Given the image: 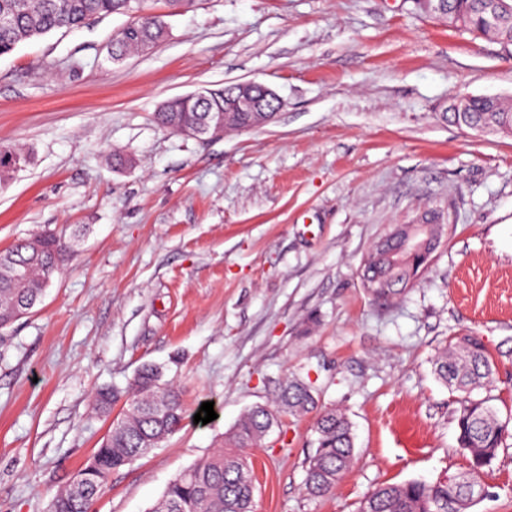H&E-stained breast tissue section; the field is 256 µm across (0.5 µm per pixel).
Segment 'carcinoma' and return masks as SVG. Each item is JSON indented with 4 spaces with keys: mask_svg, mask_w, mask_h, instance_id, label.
Listing matches in <instances>:
<instances>
[{
    "mask_svg": "<svg viewBox=\"0 0 512 512\" xmlns=\"http://www.w3.org/2000/svg\"><path fill=\"white\" fill-rule=\"evenodd\" d=\"M458 19L457 27L490 36L512 46V0H441ZM495 10L502 24L488 28L485 17ZM114 13L131 18L114 38L111 59L120 62L134 51L143 50L167 36L162 16L152 9V0H0V55L12 52L27 40L52 31H73ZM496 107L497 122L512 126V103L475 100L469 120L479 122L484 112ZM224 107V93L204 90V96L166 101L156 119L160 125L181 133L201 125L210 113ZM391 224L383 232V245L373 244L367 252L361 285L374 302L403 295L423 272L404 248ZM67 245L51 232L17 240L0 251V329L16 322L17 312L30 311L46 288L60 274ZM434 371L439 379L461 393L456 411L457 441L470 455V469L462 475L426 483L409 481L385 484L363 498L359 512H468L483 495L484 469L495 458L507 432L489 399L472 397L477 389L492 386L495 365L484 343L464 336L438 351ZM163 373L145 366L121 392L99 389L95 409L111 413L118 401L123 406L107 435L72 482L52 499V512H89L112 473L144 457L178 431L187 418L180 389L162 381ZM314 387L299 380L278 384L271 405L255 406L239 418L225 446L197 460L167 485L149 512H254L256 483L253 468L243 449L258 445L281 418L316 413L314 452L306 461L305 491L312 498L332 494L355 460L352 425L335 409H321Z\"/></svg>",
    "mask_w": 512,
    "mask_h": 512,
    "instance_id": "1",
    "label": "carcinoma"
}]
</instances>
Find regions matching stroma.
<instances>
[{"label": "stroma", "mask_w": 512, "mask_h": 512, "mask_svg": "<svg viewBox=\"0 0 512 512\" xmlns=\"http://www.w3.org/2000/svg\"><path fill=\"white\" fill-rule=\"evenodd\" d=\"M168 38L121 63L113 14L0 56V145L31 162L0 189V250L45 230L68 246L43 302L0 331V512H49L106 436L101 387L145 364L178 384L186 419L113 473L93 512H148L274 384L309 382L346 412L357 459L333 494L304 492L313 415L248 449L255 512H357L386 483L467 472L458 395L436 350L487 346L509 435L472 512H512V136L445 120L455 95L512 99V47L412 0H195ZM255 81L275 119L207 142L160 126L169 99ZM131 156L112 167V150ZM452 224L399 300L372 304L362 261L427 209Z\"/></svg>", "instance_id": "1"}]
</instances>
